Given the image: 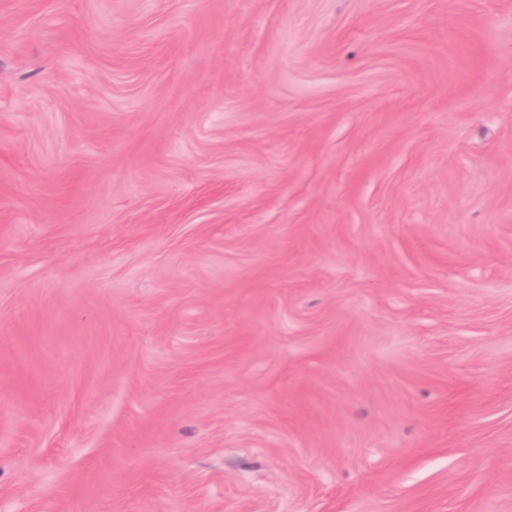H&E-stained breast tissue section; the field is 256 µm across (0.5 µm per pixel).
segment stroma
Returning <instances> with one entry per match:
<instances>
[{"label":"stroma","mask_w":512,"mask_h":512,"mask_svg":"<svg viewBox=\"0 0 512 512\" xmlns=\"http://www.w3.org/2000/svg\"><path fill=\"white\" fill-rule=\"evenodd\" d=\"M0 512H512V0H0Z\"/></svg>","instance_id":"35a3bbf8"}]
</instances>
